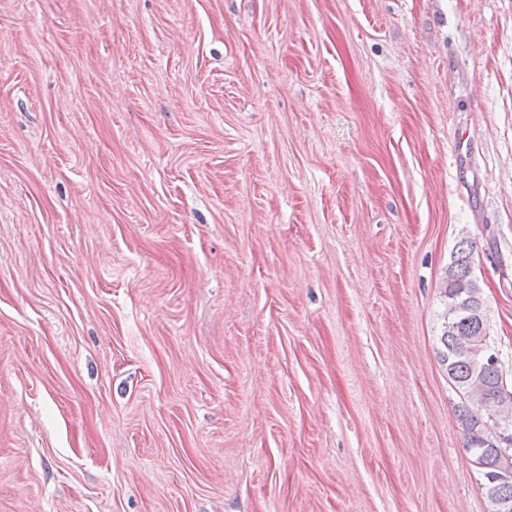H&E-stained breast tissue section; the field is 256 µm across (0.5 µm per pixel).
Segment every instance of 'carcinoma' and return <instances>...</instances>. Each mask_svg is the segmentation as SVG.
I'll list each match as a JSON object with an SVG mask.
<instances>
[{"label": "carcinoma", "mask_w": 512, "mask_h": 512, "mask_svg": "<svg viewBox=\"0 0 512 512\" xmlns=\"http://www.w3.org/2000/svg\"><path fill=\"white\" fill-rule=\"evenodd\" d=\"M473 242L462 239L452 251L448 270L444 277L442 296L450 304L460 293L480 294L477 288H470L474 281L472 263ZM439 351L440 361L445 366L448 378L464 399L478 398L484 412H475L469 406H459L458 420L464 438L465 450L473 460L482 463L480 474L484 480L480 488L490 506V512H500L497 504L512 502V474L491 483L485 479L489 474H499L497 469L498 451L501 447L498 436L505 434L512 438V415L493 420L490 411L497 402L496 393L501 381L500 368L480 370L475 362V350L490 344L485 322H473L466 314H450L445 309L441 324Z\"/></svg>", "instance_id": "1"}]
</instances>
